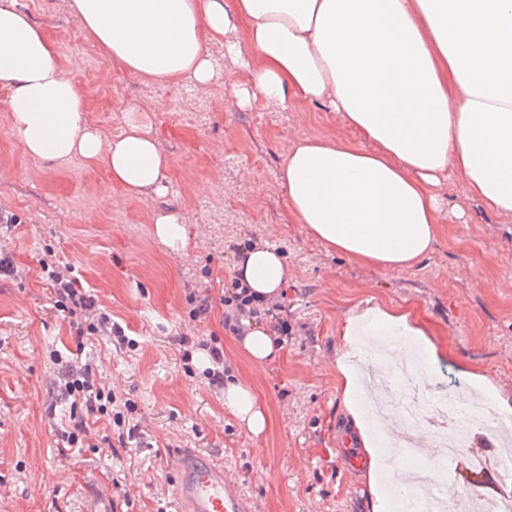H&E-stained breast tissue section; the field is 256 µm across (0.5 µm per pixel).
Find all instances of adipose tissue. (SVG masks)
<instances>
[{"instance_id": "ef3b65f1", "label": "adipose tissue", "mask_w": 512, "mask_h": 512, "mask_svg": "<svg viewBox=\"0 0 512 512\" xmlns=\"http://www.w3.org/2000/svg\"><path fill=\"white\" fill-rule=\"evenodd\" d=\"M83 33L127 72L167 84L215 79L208 52L240 57L252 100L324 103L367 147L297 139L281 182L292 223L327 250L397 271L426 258L440 233L433 189L448 171L469 193L512 214V0H72ZM0 87L24 154L106 164L125 194L162 193L169 159L139 109L106 137L86 118V94L64 72L44 29L0 0ZM240 285L260 300L288 282L284 256L243 249ZM225 407L253 437L268 416L246 384L227 382Z\"/></svg>"}]
</instances>
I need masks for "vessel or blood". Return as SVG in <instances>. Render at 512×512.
Returning <instances> with one entry per match:
<instances>
[{"label": "vessel or blood", "mask_w": 512, "mask_h": 512, "mask_svg": "<svg viewBox=\"0 0 512 512\" xmlns=\"http://www.w3.org/2000/svg\"><path fill=\"white\" fill-rule=\"evenodd\" d=\"M168 491L183 512H251L238 485L225 476L223 465L195 449L179 455Z\"/></svg>", "instance_id": "obj_1"}]
</instances>
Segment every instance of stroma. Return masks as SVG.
<instances>
[{"mask_svg": "<svg viewBox=\"0 0 512 512\" xmlns=\"http://www.w3.org/2000/svg\"><path fill=\"white\" fill-rule=\"evenodd\" d=\"M17 4L45 29L66 75L86 92L88 121L111 138L123 132L130 108L143 110L170 167L165 194L128 196L104 165L30 158L17 145L8 93L0 90V210L22 221L8 250L24 272L20 281L0 278V512H81L94 482L112 484V512H180L165 490L180 448L221 461L255 512H374L375 500H390L385 470L351 468L342 442L356 433L336 366L348 350L339 326L350 309L394 305L420 315L441 355L429 358L414 337L400 341L424 362L433 387L512 398V215L488 211L452 172L435 189L438 243L412 268L374 270L327 251L291 222L279 170L297 138H353L340 113L262 100L239 108L235 89L246 74L217 47L210 85L146 82L85 38L68 0ZM458 207L467 223L456 218ZM162 210L187 225L186 251L153 235L151 218ZM48 244L127 327L136 349L105 340L78 347L39 277L38 255ZM246 244L275 247L288 262L277 299L288 337L262 364L223 324L221 297ZM192 289L211 298L206 319L189 317ZM210 337L223 345L230 377L266 408L264 437L253 438L225 409L223 390L202 374H185L181 339ZM53 350L96 363L115 392L137 402L136 446L102 442L62 456L68 406L52 394ZM473 370L496 379L497 390L476 387ZM494 454L487 430L476 428L468 447L447 460L448 512H471V472H479L482 494L499 493L498 466L472 463Z\"/></svg>", "mask_w": 512, "mask_h": 512, "instance_id": "1", "label": "stroma"}]
</instances>
